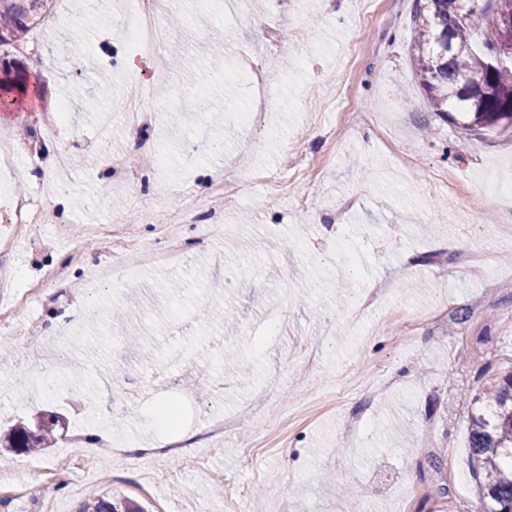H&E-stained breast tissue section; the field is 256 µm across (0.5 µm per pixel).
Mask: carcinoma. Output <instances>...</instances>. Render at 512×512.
Here are the masks:
<instances>
[{
    "instance_id": "obj_1",
    "label": "carcinoma",
    "mask_w": 512,
    "mask_h": 512,
    "mask_svg": "<svg viewBox=\"0 0 512 512\" xmlns=\"http://www.w3.org/2000/svg\"><path fill=\"white\" fill-rule=\"evenodd\" d=\"M463 0H422L413 30L416 78L436 112L454 105L466 130H493L512 125V56L502 47L512 31L492 21L476 32L473 17L464 16ZM52 0H0V48L22 42ZM26 92L25 81L0 80V110L6 95ZM469 415V450L475 469L477 512H512V372L489 384L474 399ZM57 412L19 421L0 437V447L20 454L47 448ZM78 512H144L136 502L100 496Z\"/></svg>"
}]
</instances>
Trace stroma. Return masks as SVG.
Returning a JSON list of instances; mask_svg holds the SVG:
<instances>
[{
	"instance_id": "35a3bbf8",
	"label": "stroma",
	"mask_w": 512,
	"mask_h": 512,
	"mask_svg": "<svg viewBox=\"0 0 512 512\" xmlns=\"http://www.w3.org/2000/svg\"><path fill=\"white\" fill-rule=\"evenodd\" d=\"M417 9V0H182L183 27L139 57L119 37L134 7L79 14L73 0H53L27 34L32 52L10 53L37 90L0 112V147L54 129L69 186L63 227L31 225L17 262L22 278L47 265L66 270L44 306L16 318L19 328L62 336L53 377L20 336L0 331L11 356L0 365V427L45 411L66 417L49 451L0 449V466L18 477L52 468L85 487L43 502L77 512L109 493L149 512H279L284 503L344 512L337 489L347 485L357 512H473L467 405L512 370V197L484 187L490 173L512 186V126L470 132L429 107L410 52ZM176 11L161 7V23ZM162 56L205 73L206 86L158 69ZM249 65L269 103L261 122L244 125L236 115L251 108L254 89L225 72ZM136 78L164 103L138 133L124 114ZM121 155L146 196L113 183L109 160ZM217 169L227 190L207 245L174 266L133 268L114 287L113 241L193 240L200 225L174 214L209 193ZM260 169L295 175L234 192ZM105 223L111 241L89 234ZM55 234L56 248L36 247ZM71 239L83 242V260L69 256ZM255 239L272 260L233 252ZM372 288L379 299L359 335L350 318ZM224 307L236 323H211V310ZM273 307L285 315L275 330L265 322ZM118 311L141 350L110 330ZM220 351L239 353L251 377L225 374ZM79 372L87 386L77 385ZM176 397L178 438L214 412L233 419L222 451L130 454L156 442L155 405ZM354 416L368 435L349 431ZM101 429L126 452L96 447L101 466L89 470L66 442ZM229 477L245 483L242 497L225 496Z\"/></svg>"
}]
</instances>
